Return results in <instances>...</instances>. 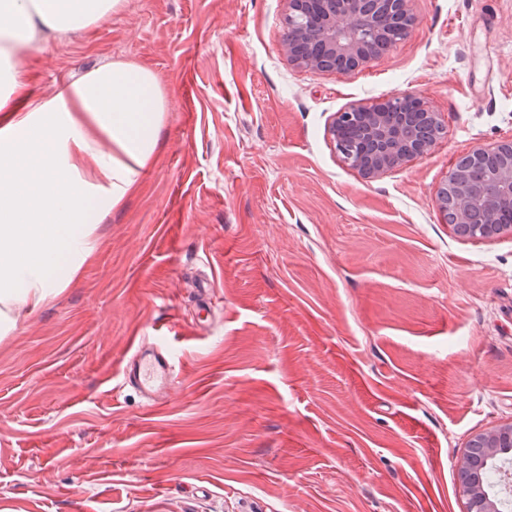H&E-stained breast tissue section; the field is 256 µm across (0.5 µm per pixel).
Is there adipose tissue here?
<instances>
[{"label": "adipose tissue", "instance_id": "ef3b65f1", "mask_svg": "<svg viewBox=\"0 0 512 512\" xmlns=\"http://www.w3.org/2000/svg\"><path fill=\"white\" fill-rule=\"evenodd\" d=\"M127 0H0V335L94 257L99 224L140 183L170 99L148 67L112 61L33 95L17 50L88 29Z\"/></svg>", "mask_w": 512, "mask_h": 512}]
</instances>
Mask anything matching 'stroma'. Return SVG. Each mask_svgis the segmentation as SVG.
<instances>
[{
    "label": "stroma",
    "mask_w": 512,
    "mask_h": 512,
    "mask_svg": "<svg viewBox=\"0 0 512 512\" xmlns=\"http://www.w3.org/2000/svg\"><path fill=\"white\" fill-rule=\"evenodd\" d=\"M409 8L348 74L288 63L286 0H130L23 49L40 95L124 60L171 108L94 259L0 340V512H466L457 459L512 424V234L459 237L435 197L512 138V0ZM405 93L446 131L366 180L333 117ZM156 335L152 406L121 361Z\"/></svg>",
    "instance_id": "stroma-1"
}]
</instances>
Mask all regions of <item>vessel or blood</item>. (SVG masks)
<instances>
[{"mask_svg": "<svg viewBox=\"0 0 512 512\" xmlns=\"http://www.w3.org/2000/svg\"><path fill=\"white\" fill-rule=\"evenodd\" d=\"M175 363L169 350L159 345L137 348L125 362L126 382L135 386L146 399L169 394L174 387Z\"/></svg>", "mask_w": 512, "mask_h": 512, "instance_id": "1", "label": "vessel or blood"}]
</instances>
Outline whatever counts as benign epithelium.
Instances as JSON below:
<instances>
[{
	"instance_id": "obj_1",
	"label": "benign epithelium",
	"mask_w": 512,
	"mask_h": 512,
	"mask_svg": "<svg viewBox=\"0 0 512 512\" xmlns=\"http://www.w3.org/2000/svg\"><path fill=\"white\" fill-rule=\"evenodd\" d=\"M288 37L280 51L303 69L352 72L405 39L412 27L409 0H288ZM438 113L412 94L337 112L330 125L342 161L367 179L430 153L441 138ZM454 230L490 238L512 224V139L476 148L451 169L436 198ZM512 425L473 436L457 460L466 512H503L512 505ZM492 474L499 490L491 493Z\"/></svg>"
}]
</instances>
